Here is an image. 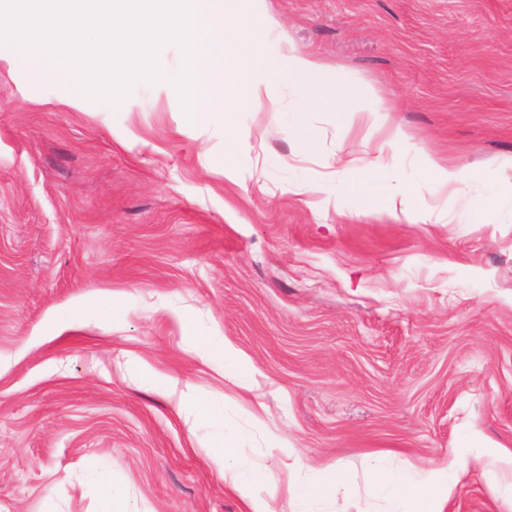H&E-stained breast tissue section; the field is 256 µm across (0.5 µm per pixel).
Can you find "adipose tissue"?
Masks as SVG:
<instances>
[{
  "label": "adipose tissue",
  "mask_w": 512,
  "mask_h": 512,
  "mask_svg": "<svg viewBox=\"0 0 512 512\" xmlns=\"http://www.w3.org/2000/svg\"><path fill=\"white\" fill-rule=\"evenodd\" d=\"M238 438L224 434L216 446L222 459L221 478L227 490L236 494L247 505V512H272L267 500L259 497L254 485L260 474L256 470H243L237 455ZM460 465L449 460L447 465L430 469L422 481H415L407 471H393L374 464L373 489L386 495L394 504L392 512H443L448 497L458 483Z\"/></svg>",
  "instance_id": "obj_1"
}]
</instances>
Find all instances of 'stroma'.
Instances as JSON below:
<instances>
[{
    "instance_id": "35a3bbf8",
    "label": "stroma",
    "mask_w": 512,
    "mask_h": 512,
    "mask_svg": "<svg viewBox=\"0 0 512 512\" xmlns=\"http://www.w3.org/2000/svg\"><path fill=\"white\" fill-rule=\"evenodd\" d=\"M262 7L330 72L194 127L144 81L62 106L73 85L0 44V512H102L115 478L130 512H245L219 477L223 428L273 512H391L378 455L423 475L459 452L444 512H512V0ZM368 91L396 103L399 144L359 114ZM421 152L466 180L424 189ZM398 179L422 187L405 214ZM105 295L116 318L72 316ZM172 310L228 339L253 390L222 350L197 359ZM143 370L189 382L223 426ZM481 446L503 454L473 463ZM297 456L356 494L287 499ZM226 363L232 366V374L238 383L251 390L252 368L243 362L238 353L224 340V365Z\"/></svg>"
}]
</instances>
